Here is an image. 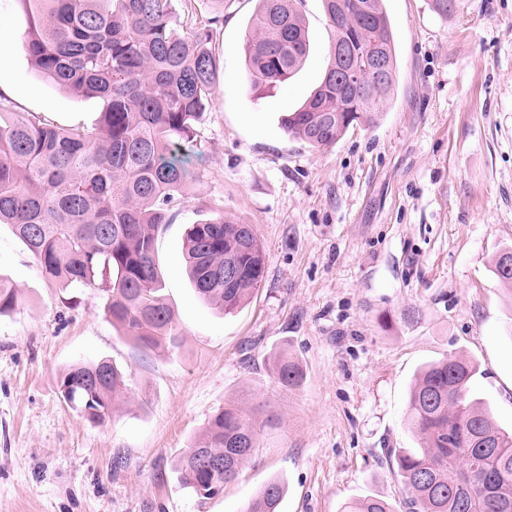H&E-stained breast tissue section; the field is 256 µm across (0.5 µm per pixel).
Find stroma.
<instances>
[{
  "instance_id": "35a3bbf8",
  "label": "stroma",
  "mask_w": 512,
  "mask_h": 512,
  "mask_svg": "<svg viewBox=\"0 0 512 512\" xmlns=\"http://www.w3.org/2000/svg\"><path fill=\"white\" fill-rule=\"evenodd\" d=\"M386 0L397 91L372 125L319 150L281 118L318 85L331 40L321 0H303L307 62L252 89L244 35L257 0H186L180 22L217 17L216 94L198 125L202 178L157 239L159 275L183 334L176 352L144 350L106 318L90 289L57 288L0 224V275L23 295L0 316V512H245L274 478L279 512H340L405 497L391 448H413L409 392L428 363H477L470 382L512 430V288L494 258L512 247V0ZM23 0H0V101L61 128L94 127L102 99L38 72L21 48ZM223 209L256 229L267 253L251 300L225 315L184 268L188 225ZM419 311L410 319V311ZM285 354L303 371L284 387ZM112 360L131 388L105 424L78 418L57 377ZM266 404L275 424L221 496L185 489L178 458L225 404ZM274 374L277 381L284 386L297 385L303 378V372L295 361L288 356H279L274 365Z\"/></svg>"
}]
</instances>
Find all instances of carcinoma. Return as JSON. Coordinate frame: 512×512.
Returning a JSON list of instances; mask_svg holds the SVG:
<instances>
[{
	"label": "carcinoma",
	"mask_w": 512,
	"mask_h": 512,
	"mask_svg": "<svg viewBox=\"0 0 512 512\" xmlns=\"http://www.w3.org/2000/svg\"><path fill=\"white\" fill-rule=\"evenodd\" d=\"M32 26L22 44L33 66L64 89L103 99L97 127L62 129L0 103V224L12 226L57 288L84 286L100 299L121 334L146 348L174 351L182 337L158 274L159 230L173 221L186 189L201 174L189 156L200 151L196 124L216 87L208 44L218 18L180 33L173 0H26ZM246 35V69L258 90L291 78L309 54L302 0H258ZM332 32L319 85L282 119L291 137L311 148L336 144L349 129L377 121L397 84L394 34L385 0H322ZM384 58L376 78L372 57ZM186 273L196 292L228 315L261 287L266 253L251 224L215 211L188 226ZM232 265L236 280L224 281ZM512 285V248L494 259ZM17 286L0 277V315L19 307ZM472 361L449 357L425 365L411 388L406 428L417 448H389L406 512H512V433L503 431L470 395ZM284 386L303 372L286 356L274 365ZM63 401L101 425L128 393L108 359L79 361L58 377ZM273 417L262 405H227L206 421L177 462L184 488L218 496L232 474L203 460L225 456L239 442L254 449ZM488 445L484 480L459 484L474 461V438ZM284 486L272 480L247 512H279ZM340 512H394L377 498L350 501Z\"/></svg>",
	"instance_id": "cac0c4a2"
}]
</instances>
